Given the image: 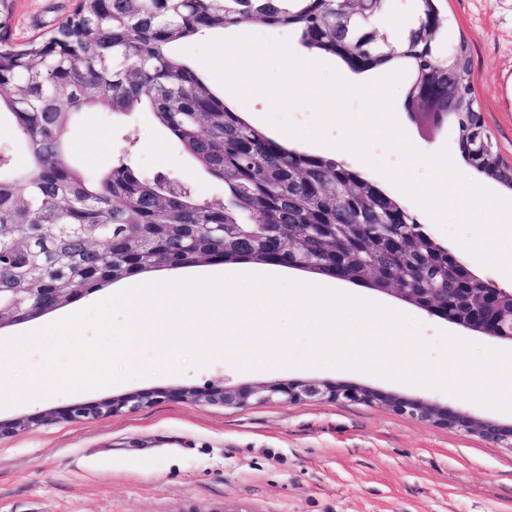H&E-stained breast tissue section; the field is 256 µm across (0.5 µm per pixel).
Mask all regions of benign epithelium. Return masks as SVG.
<instances>
[{"mask_svg": "<svg viewBox=\"0 0 512 512\" xmlns=\"http://www.w3.org/2000/svg\"><path fill=\"white\" fill-rule=\"evenodd\" d=\"M421 109L444 118L441 97L430 89L422 93ZM364 228L365 225L356 224L349 233L344 234L333 224H307L304 231L332 242L330 255L336 256L338 264L342 260L338 250L339 242L343 241L346 246L360 250L369 260L365 267L374 290L394 296L431 316L440 317L483 336L512 341V311H507L501 304L500 294L503 289L494 287L490 281L472 271L464 257L454 255V269L461 281V288L458 289L456 298H446L436 289L426 287L419 278H401L396 273L371 263L376 250L375 235L365 232ZM86 292L85 288H11L6 292L7 299L0 301V328L61 307ZM169 397L186 400L204 398L226 406H237L250 401L270 402L275 399L297 402L316 397L382 402L398 413L419 417L433 425L477 432L496 442L512 439V425L502 426L491 421L478 420L437 403L340 383L288 381L238 387L212 386L203 391L193 388L139 391L116 399L72 405L63 410V413L69 418H94L120 412L124 408L135 410L158 398Z\"/></svg>", "mask_w": 512, "mask_h": 512, "instance_id": "benign-epithelium-1", "label": "benign epithelium"}]
</instances>
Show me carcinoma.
<instances>
[{
	"label": "carcinoma",
	"instance_id": "cac0c4a2",
	"mask_svg": "<svg viewBox=\"0 0 512 512\" xmlns=\"http://www.w3.org/2000/svg\"><path fill=\"white\" fill-rule=\"evenodd\" d=\"M9 0H0V122L28 155L13 167L0 149V288H87L93 292L136 273L203 262L273 260L299 236L320 256L323 244L300 235L305 224H381L402 239V258L375 255L425 273L452 291L448 248L405 205L344 162L285 147L224 105L201 75L172 53L208 30L255 22L291 29L311 49L364 72L404 66L406 110L419 109L418 82L432 78L449 93V122L464 162L512 190V167L489 140L471 79L466 41L438 53L432 20L441 0H418L416 26L397 48L376 31L357 29L361 15L341 0H76L48 36L14 44ZM104 108L150 114L194 164L224 184V196L201 199L182 181L144 176L125 158L94 174L70 158L67 132L77 115ZM104 240L107 250L86 244Z\"/></svg>",
	"mask_w": 512,
	"mask_h": 512
}]
</instances>
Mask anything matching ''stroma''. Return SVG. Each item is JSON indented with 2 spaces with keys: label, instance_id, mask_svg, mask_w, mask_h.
Returning <instances> with one entry per match:
<instances>
[{
  "label": "stroma",
  "instance_id": "stroma-1",
  "mask_svg": "<svg viewBox=\"0 0 512 512\" xmlns=\"http://www.w3.org/2000/svg\"><path fill=\"white\" fill-rule=\"evenodd\" d=\"M74 6L75 0H13L14 40L48 33ZM447 15V29L436 44L445 53L459 41L468 43L485 125L501 156L512 163V0H448ZM254 33L288 40L296 56L310 53L292 30L261 24L210 30L196 41ZM200 74L249 124L278 137L277 128L256 119L269 114L268 98L240 101L208 69ZM394 112L415 148L426 154L448 148L458 170L477 180L460 156L451 124L408 114L400 91ZM68 141L77 161L96 173L123 155L145 175L180 178L200 198L224 193L223 184L195 166L148 115L85 112L71 126ZM338 287L410 316L425 340L446 333L512 351L510 342L464 330L365 286L342 281ZM111 293L105 287L86 294L81 305L0 328V343L42 330ZM292 380L353 384L512 424V413L362 372L333 367L241 372L219 358L186 374L155 371L104 389L54 392L37 402L0 408L2 421L42 417L0 438V512H512V444L431 425L379 403L323 398L237 407L163 398L89 419L59 413L75 403L143 390Z\"/></svg>",
  "mask_w": 512,
  "mask_h": 512
}]
</instances>
